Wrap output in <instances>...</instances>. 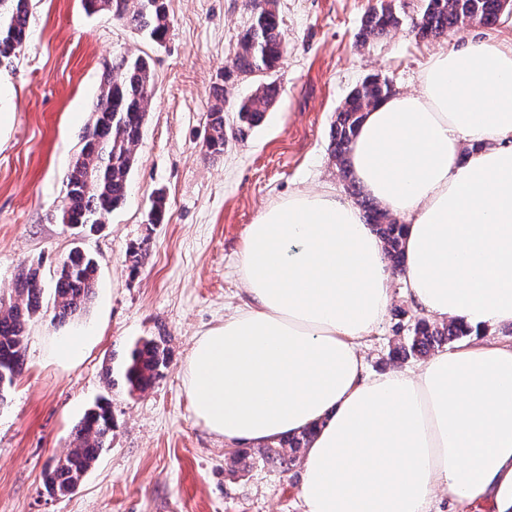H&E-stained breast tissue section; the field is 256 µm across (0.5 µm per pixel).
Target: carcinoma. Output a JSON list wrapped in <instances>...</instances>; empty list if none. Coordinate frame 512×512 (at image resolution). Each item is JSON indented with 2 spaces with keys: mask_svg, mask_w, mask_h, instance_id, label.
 <instances>
[{
  "mask_svg": "<svg viewBox=\"0 0 512 512\" xmlns=\"http://www.w3.org/2000/svg\"><path fill=\"white\" fill-rule=\"evenodd\" d=\"M88 14L110 12L124 24L143 33L155 43L163 42L170 32L168 0H81ZM502 0H424L415 29L422 38L438 37L476 17L485 25L500 19ZM251 23L239 36L237 50L225 68L226 73L253 76L259 81L252 93L230 104L235 123L224 121V105L209 113L207 151L224 153L229 140L242 136L259 125L279 94L273 76L286 55L282 37V19L277 0H267L259 9L250 10ZM29 0H0V64L11 59L28 38ZM403 23L394 0H378L365 13L358 33L362 45L387 35ZM153 71L150 58L140 54L123 57L103 73L100 92L91 124L82 139L66 179V195L60 210V223L72 227L95 226L126 199L128 176L135 161L145 116L153 98ZM392 93L388 80L371 75L354 87L336 108L331 125V149L336 164L348 173L347 156L364 112ZM368 223L383 240L386 257L395 270L400 269V240L403 225L388 218L385 210L363 198ZM95 258L75 249L58 266L52 279V322L64 325L86 310L97 284ZM46 288L39 268L21 267L13 288L0 295V404L25 372L26 327L41 314ZM469 336L461 324H439L420 318L407 328V336L393 349L396 358H420L454 341ZM164 339L142 338L132 348L123 377L130 393L150 388L167 364ZM114 419L109 402L96 400L74 425L69 448L54 457L44 474L45 491L51 495L72 493L100 455L112 443ZM311 432L283 438L258 450L239 448L230 463L243 471L255 463L271 465L283 472L297 466L300 453Z\"/></svg>",
  "mask_w": 512,
  "mask_h": 512,
  "instance_id": "carcinoma-1",
  "label": "carcinoma"
}]
</instances>
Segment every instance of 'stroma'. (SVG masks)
Masks as SVG:
<instances>
[{
	"mask_svg": "<svg viewBox=\"0 0 512 512\" xmlns=\"http://www.w3.org/2000/svg\"><path fill=\"white\" fill-rule=\"evenodd\" d=\"M376 0H279L287 57L281 87L264 121L222 154L205 147L214 89L248 96L257 81L224 82V68L251 22L244 0H169L170 33L157 44L81 0H31L29 37L0 66V291L30 264L43 278L74 248L98 264L96 295L62 326L30 321L27 369L0 407V512H303L300 470L258 465L232 471L231 448L194 417L183 368L198 336L242 302L238 272L245 230L264 206L301 189L331 186L351 199L330 146L334 113L367 75L393 89L415 84L429 56L461 37L512 38V16L467 25L436 39L412 32L423 0H395L403 18L386 38L361 47V20ZM147 54L154 94L135 148L125 203L104 224L77 233L60 224L65 180L91 121L102 75L120 57ZM166 213L152 224L156 193ZM148 247L139 267L130 251ZM382 325L364 346L366 369H394L396 313L419 314L402 280ZM89 331L98 341L76 364L52 356L56 339ZM166 339L169 363L152 388L135 395L107 386L138 339ZM105 396L116 426L112 445L65 496L44 489L47 463L69 445L88 404Z\"/></svg>",
	"mask_w": 512,
	"mask_h": 512,
	"instance_id": "stroma-1",
	"label": "stroma"
}]
</instances>
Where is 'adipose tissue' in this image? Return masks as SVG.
Wrapping results in <instances>:
<instances>
[{
  "instance_id": "obj_1",
  "label": "adipose tissue",
  "mask_w": 512,
  "mask_h": 512,
  "mask_svg": "<svg viewBox=\"0 0 512 512\" xmlns=\"http://www.w3.org/2000/svg\"><path fill=\"white\" fill-rule=\"evenodd\" d=\"M352 175L404 219V294L470 335L414 369L370 374L363 341L393 273L336 191L266 206L240 252L244 301L199 336L183 377L195 419L228 445L304 430V512H512V40L431 55L415 87L368 112Z\"/></svg>"
}]
</instances>
